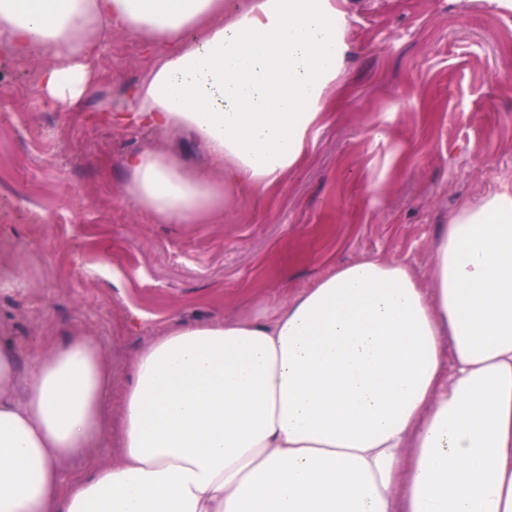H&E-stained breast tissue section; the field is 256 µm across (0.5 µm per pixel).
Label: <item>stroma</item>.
<instances>
[{"label":"stroma","instance_id":"35a3bbf8","mask_svg":"<svg viewBox=\"0 0 512 512\" xmlns=\"http://www.w3.org/2000/svg\"><path fill=\"white\" fill-rule=\"evenodd\" d=\"M349 52L326 117L271 192L220 224H168L124 197L128 155L203 160L188 137L112 125L154 55L111 28L77 106L46 101L41 62L0 50V345L34 355L95 337L120 402L128 368L181 322L265 320L331 266L365 256L428 282L439 232L512 182V6L342 0ZM388 130L376 138L373 126Z\"/></svg>","mask_w":512,"mask_h":512}]
</instances>
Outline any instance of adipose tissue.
Returning <instances> with one entry per match:
<instances>
[{
    "label": "adipose tissue",
    "instance_id": "adipose-tissue-1",
    "mask_svg": "<svg viewBox=\"0 0 512 512\" xmlns=\"http://www.w3.org/2000/svg\"><path fill=\"white\" fill-rule=\"evenodd\" d=\"M108 26L158 48L120 122L207 157L128 158L126 197L170 224L219 223L296 168L349 49L339 0H0V45L43 59L52 101L87 93ZM430 277L368 256L270 320L179 324L116 414L93 337L33 357L21 398L0 347V512H512V185L442 229ZM111 440L117 462L91 463Z\"/></svg>",
    "mask_w": 512,
    "mask_h": 512
}]
</instances>
